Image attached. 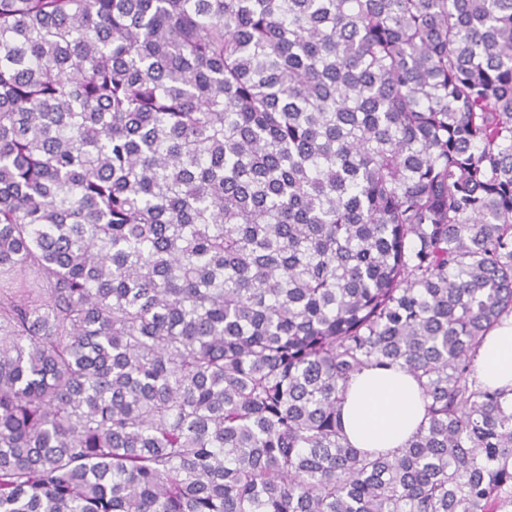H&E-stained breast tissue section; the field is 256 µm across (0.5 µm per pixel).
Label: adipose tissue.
Masks as SVG:
<instances>
[{
    "label": "adipose tissue",
    "instance_id": "obj_1",
    "mask_svg": "<svg viewBox=\"0 0 512 512\" xmlns=\"http://www.w3.org/2000/svg\"><path fill=\"white\" fill-rule=\"evenodd\" d=\"M480 383L512 387V315L485 338L475 360ZM425 413L422 389L403 369L367 367L349 382L342 423L349 444L361 451L401 448Z\"/></svg>",
    "mask_w": 512,
    "mask_h": 512
}]
</instances>
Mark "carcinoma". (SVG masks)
I'll return each mask as SVG.
<instances>
[{
  "label": "carcinoma",
  "instance_id": "cac0c4a2",
  "mask_svg": "<svg viewBox=\"0 0 512 512\" xmlns=\"http://www.w3.org/2000/svg\"><path fill=\"white\" fill-rule=\"evenodd\" d=\"M511 314L512 0H0V512H512ZM475 376L485 385L512 387V315L485 337L475 360ZM425 413L422 389L398 366L366 367L349 382L342 423L349 444L360 451L401 448Z\"/></svg>",
  "mask_w": 512,
  "mask_h": 512
}]
</instances>
